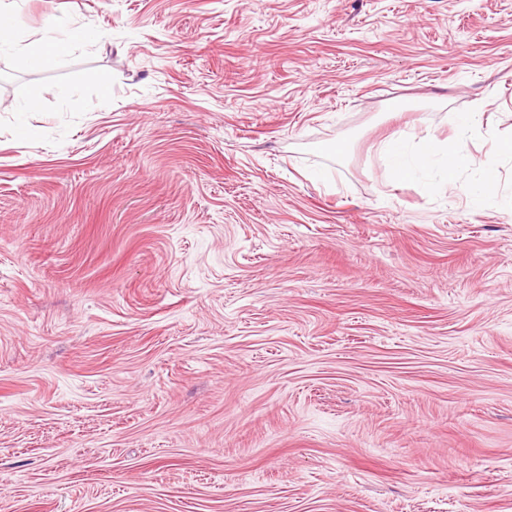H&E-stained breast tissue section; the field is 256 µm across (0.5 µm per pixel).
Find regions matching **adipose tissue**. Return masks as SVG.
Listing matches in <instances>:
<instances>
[{
  "label": "adipose tissue",
  "mask_w": 512,
  "mask_h": 512,
  "mask_svg": "<svg viewBox=\"0 0 512 512\" xmlns=\"http://www.w3.org/2000/svg\"><path fill=\"white\" fill-rule=\"evenodd\" d=\"M15 8H0V52L20 51L24 64L30 68H45L57 64L67 54L70 36L66 34L55 19H48L39 39L26 47H19L16 34ZM382 150L386 157L385 176L396 181L417 172H424L439 164L448 172L455 174L463 166L472 165L473 157L465 150L460 141H440L428 139L421 151L408 156L403 141L392 137L384 141Z\"/></svg>",
  "instance_id": "ef3b65f1"
}]
</instances>
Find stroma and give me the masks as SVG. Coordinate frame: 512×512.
Returning a JSON list of instances; mask_svg holds the SVG:
<instances>
[{
	"label": "stroma",
	"mask_w": 512,
	"mask_h": 512,
	"mask_svg": "<svg viewBox=\"0 0 512 512\" xmlns=\"http://www.w3.org/2000/svg\"><path fill=\"white\" fill-rule=\"evenodd\" d=\"M16 2L0 512H512V0ZM69 46L70 35L64 32L54 18H50L46 21L39 39L19 51L27 67L45 68L56 65L67 54ZM382 150L387 161L385 176L389 181L427 171L436 163H440L448 172V183L452 184L460 167L474 164L473 157L459 140L447 142L429 138L417 155L408 157L403 141L398 137H391L384 141Z\"/></svg>",
	"instance_id": "obj_1"
}]
</instances>
